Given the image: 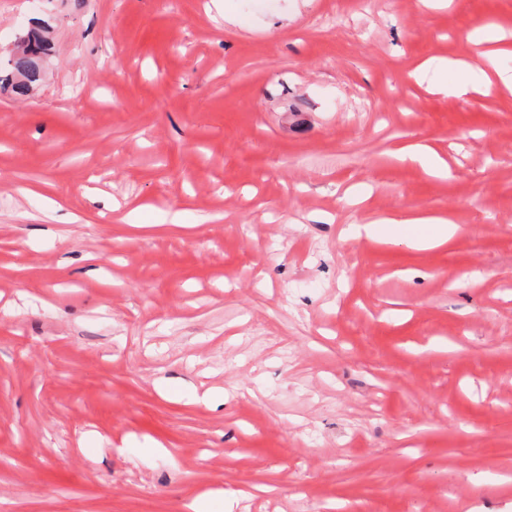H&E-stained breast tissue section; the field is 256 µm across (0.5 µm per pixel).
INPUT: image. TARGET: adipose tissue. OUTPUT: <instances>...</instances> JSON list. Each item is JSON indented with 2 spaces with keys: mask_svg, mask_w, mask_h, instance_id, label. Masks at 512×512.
Wrapping results in <instances>:
<instances>
[{
  "mask_svg": "<svg viewBox=\"0 0 512 512\" xmlns=\"http://www.w3.org/2000/svg\"><path fill=\"white\" fill-rule=\"evenodd\" d=\"M502 38L500 27L493 24L467 32L466 43L484 49L480 62L440 60L430 63L428 70L433 89L439 92L451 90L460 96L479 93L489 86L491 77L495 76L512 91V68L503 67L501 64L505 53L491 48L492 43ZM356 232L369 238L379 236L392 244L424 250L452 239L457 234L458 227L444 217L411 213L400 219L387 218L377 223L357 226Z\"/></svg>",
  "mask_w": 512,
  "mask_h": 512,
  "instance_id": "adipose-tissue-1",
  "label": "adipose tissue"
}]
</instances>
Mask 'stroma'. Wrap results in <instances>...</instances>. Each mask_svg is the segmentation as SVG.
<instances>
[{"mask_svg": "<svg viewBox=\"0 0 512 512\" xmlns=\"http://www.w3.org/2000/svg\"><path fill=\"white\" fill-rule=\"evenodd\" d=\"M224 4L0 0V512H512V92L416 72L512 0ZM19 43L17 50L8 60V72L4 76L0 75V85L10 87L16 96L25 97L31 87L42 79V70L35 69L32 65V55L45 51L46 40L37 33H31L29 39ZM401 161H409L426 171L448 175V164L427 146L415 144L403 146L395 153ZM458 230L459 227L447 218L420 213H410L400 219L387 218L356 226L357 236L363 234L367 238L381 236L388 243L403 244L418 250L445 243L452 239Z\"/></svg>", "mask_w": 512, "mask_h": 512, "instance_id": "stroma-1", "label": "stroma"}]
</instances>
